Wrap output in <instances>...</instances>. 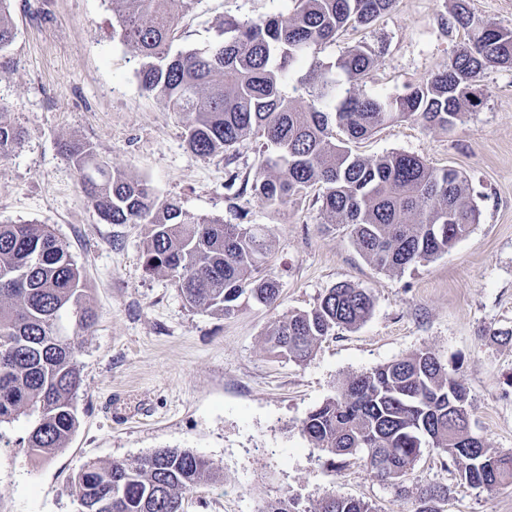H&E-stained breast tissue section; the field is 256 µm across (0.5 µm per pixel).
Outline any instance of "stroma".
<instances>
[{
	"label": "stroma",
	"mask_w": 512,
	"mask_h": 512,
	"mask_svg": "<svg viewBox=\"0 0 512 512\" xmlns=\"http://www.w3.org/2000/svg\"><path fill=\"white\" fill-rule=\"evenodd\" d=\"M454 0H397L366 28H350L318 53L334 61L362 44L378 55L358 86L400 95L444 69L467 37L451 22ZM288 0H201L177 48L201 47L223 16L286 12ZM15 38L0 50V110L25 140L0 159V224H46L82 270L97 313L75 350L81 386L66 447L42 461L21 446L30 420L0 425V512H78L73 483L87 462L188 448L224 473L186 495L187 512H262L291 494L316 507L331 493L374 512H415L421 489L447 488L443 512H512V487L462 482L453 461L424 449L396 484L361 462L332 468L301 432L307 414L343 380L420 349L434 353L470 393L472 428L512 454V66L487 70L482 103L449 130L407 120L353 142L373 158L404 151L460 171L478 224L448 252L389 273L357 250L349 229L323 223L319 188L285 208L224 188L229 172L253 178L261 143L200 157L186 119L143 92L136 54L112 38L110 0H9ZM67 142L91 144L112 169L148 182L191 216L263 224L280 281L276 308L242 303L224 318L190 310L170 276L147 272L144 224H106L65 158ZM340 283L370 289L371 316L318 344L310 362L274 357L264 334L283 315L310 309Z\"/></svg>",
	"instance_id": "35a3bbf8"
}]
</instances>
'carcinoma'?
I'll list each match as a JSON object with an SVG mask.
<instances>
[{
    "label": "carcinoma",
    "instance_id": "obj_1",
    "mask_svg": "<svg viewBox=\"0 0 512 512\" xmlns=\"http://www.w3.org/2000/svg\"><path fill=\"white\" fill-rule=\"evenodd\" d=\"M200 0H112L113 32L140 59L138 83L170 112L186 116V143L207 157L247 138H262L251 189L270 207L322 189L321 213L350 228L360 254L374 267L401 272L447 252L478 223L466 184L451 168L393 151L373 159L348 143L409 119L448 129L478 105L471 91L486 70L512 65V30L476 18L455 0L452 22L468 42L448 65L398 96H368L356 86L375 64V51L355 45L335 61L293 78L295 63L316 54L349 27L371 24L396 0H292L281 13L240 21L226 16L203 47L173 50L181 23ZM15 32L0 0V49ZM295 80L294 94L287 92ZM23 131L0 112V159L21 145ZM88 201L107 224H147L142 254L148 272H166L192 310L230 317L241 300L274 308L278 277L267 270L268 227L191 217L175 200L159 199L145 181L109 169L89 144L64 145ZM373 297L338 284L309 310L272 322L268 351L305 363L338 329L366 321ZM88 288L66 245L47 224H0V424L33 418L28 452L48 458L65 448L77 425L74 396L81 385L75 344L95 324ZM469 393L438 357L419 350L350 377L336 396L312 410L301 431L331 466L360 460L380 482L409 471L423 449L457 463L470 484L512 486V455L489 448L468 431ZM224 475L190 449L160 448L137 459L86 464L74 482L79 512H183L188 491ZM447 490L418 497L416 512H441ZM265 512H307L292 498ZM318 512H373L342 495L321 499Z\"/></svg>",
    "mask_w": 512,
    "mask_h": 512
}]
</instances>
